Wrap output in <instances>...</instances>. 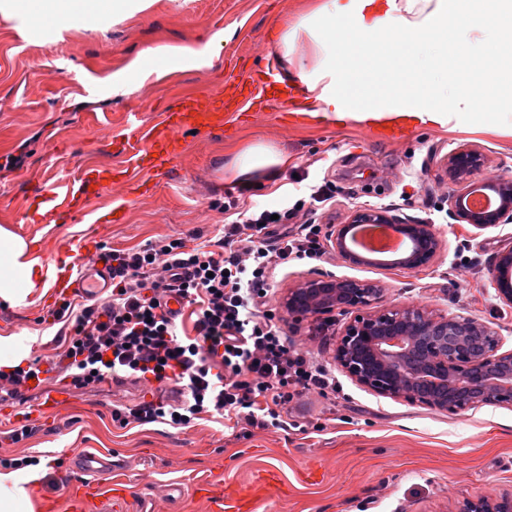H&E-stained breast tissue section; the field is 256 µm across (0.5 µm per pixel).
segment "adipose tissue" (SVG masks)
<instances>
[{"mask_svg": "<svg viewBox=\"0 0 512 512\" xmlns=\"http://www.w3.org/2000/svg\"><path fill=\"white\" fill-rule=\"evenodd\" d=\"M135 0H31V21L57 24L128 14ZM279 61L300 85L303 107L376 125L407 115L447 128L457 116L482 125L512 106V0H308L278 26ZM288 156L277 144H240L228 178L272 177ZM24 240L0 227V299L17 303L42 282ZM27 480L0 471V512H31Z\"/></svg>", "mask_w": 512, "mask_h": 512, "instance_id": "obj_1", "label": "adipose tissue"}]
</instances>
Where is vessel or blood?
<instances>
[{
  "label": "vessel or blood",
  "mask_w": 512,
  "mask_h": 512,
  "mask_svg": "<svg viewBox=\"0 0 512 512\" xmlns=\"http://www.w3.org/2000/svg\"><path fill=\"white\" fill-rule=\"evenodd\" d=\"M264 84L247 80L229 85L208 97L187 95L172 108L166 109L160 119L142 130L136 137L121 143V165L92 166L83 169L65 193L54 190L38 191L33 196L40 217L67 214L86 216L91 187H103L115 179L138 181L145 171L156 175L167 174L174 160L179 158L185 144L180 134L184 131L204 129L221 130L234 125L238 113L247 112L260 104L266 95ZM56 292L66 297H83L104 294L112 286V263L102 256L77 255L74 260L56 262L49 276ZM32 388L40 394V400L29 412V419L43 420L66 407L72 400L69 384L53 385L45 381L33 382ZM113 456L107 454L76 453L74 468L85 473L86 481L69 485L67 512H92V503L120 501V494L111 492L109 484L94 481L97 473L107 474L115 468Z\"/></svg>",
  "instance_id": "vessel-or-blood-1"
}]
</instances>
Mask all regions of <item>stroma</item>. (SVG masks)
Listing matches in <instances>:
<instances>
[{
    "instance_id": "obj_1",
    "label": "stroma",
    "mask_w": 512,
    "mask_h": 512,
    "mask_svg": "<svg viewBox=\"0 0 512 512\" xmlns=\"http://www.w3.org/2000/svg\"><path fill=\"white\" fill-rule=\"evenodd\" d=\"M303 0H149L130 17H104L61 26L27 18L26 0H0V226L22 238L31 257L63 259L69 245L93 236L98 250H129L182 239L194 247L214 238L224 204L237 198L269 210L303 196L308 186L329 184L333 199L318 215L323 234L346 223L351 211L387 206L403 219L432 224L441 241L434 261L416 270L352 265L332 249L317 259L290 262L271 283L274 297L308 279L333 276L378 283L383 304H414L463 313L486 322L512 350V307L490 286L498 252L512 247V224L479 231L452 220L446 203L452 186L444 173L448 152L470 146L488 158L482 177L512 178V112H492L479 132L417 126L397 142L364 127L330 120L281 121L289 101L267 96L259 114L238 129L184 133L187 148L170 174L132 195L121 224L101 218L113 198L126 194L113 183L89 201L90 221L63 214L33 220L34 186L63 190L78 169L114 165L107 142L153 124L186 94L201 98L240 77L260 76L275 48L271 31L299 13ZM156 49L170 50L169 66L152 72L144 86L123 85L135 62ZM252 139L279 143L288 155L275 181L250 186L225 179L236 145ZM21 157L14 168L6 156ZM474 265L465 281L462 255ZM52 292L35 289L25 302H0V357L53 356L64 323ZM347 321H282L296 345L335 370L342 389L324 399L303 395L297 414L307 431L271 428L251 436L219 432L205 422L181 431L162 424L118 427L112 410L148 392L131 383L77 391L73 402L38 425L37 433L12 443L0 419V457L22 454L44 460L30 494L35 512H64L58 474L81 450L118 456L112 481L125 484L128 512H211L196 492L219 480L224 493L244 487L258 494L257 512H451L467 496L512 492V405H483L457 415L379 396L338 371L334 349ZM324 423L321 431L314 422ZM280 471V490L265 492L267 469ZM182 494L171 498L168 488Z\"/></svg>"
}]
</instances>
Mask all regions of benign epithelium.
Returning a JSON list of instances; mask_svg holds the SVG:
<instances>
[{
    "label": "benign epithelium",
    "instance_id": "benign-epithelium-1",
    "mask_svg": "<svg viewBox=\"0 0 512 512\" xmlns=\"http://www.w3.org/2000/svg\"><path fill=\"white\" fill-rule=\"evenodd\" d=\"M485 166L472 147L448 153V179L459 189L448 196V214L478 230L512 223V180L500 175L484 179L498 199L495 208L475 211L466 206L470 178ZM356 224L384 225L410 245L399 260L404 269L431 264L440 249L433 225L405 223L386 207L356 209L348 222L329 235V246L352 265L368 262L348 243ZM512 249L496 255L490 286L496 298L512 307ZM382 289L371 282L311 279L283 294L280 307L291 319H316L340 310L350 320L340 334L334 360L359 385L374 393L402 399L451 415L480 405H512V350L501 351L502 338L484 321L461 313L430 311L418 305H393L371 311ZM453 512H512V492L477 495L458 501Z\"/></svg>",
    "mask_w": 512,
    "mask_h": 512
}]
</instances>
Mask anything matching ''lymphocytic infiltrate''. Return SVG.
Listing matches in <instances>:
<instances>
[{
    "label": "lymphocytic infiltrate",
    "instance_id": "1",
    "mask_svg": "<svg viewBox=\"0 0 512 512\" xmlns=\"http://www.w3.org/2000/svg\"><path fill=\"white\" fill-rule=\"evenodd\" d=\"M330 198L320 185L276 215L225 206L222 235L212 250L173 239L109 252L111 296L79 311L62 302L57 318L75 317L63 351L24 367H0V393L19 395L43 369L61 371L78 389L118 376L172 384L183 394L173 406L144 400L114 411L113 420L124 426L161 422L182 429L211 418L249 436L287 428L295 396L328 397L337 390L336 378L288 340L267 290L277 267L321 255L312 217ZM292 219L299 220L298 231L288 229ZM171 296L191 306V326L169 311Z\"/></svg>",
    "mask_w": 512,
    "mask_h": 512
}]
</instances>
